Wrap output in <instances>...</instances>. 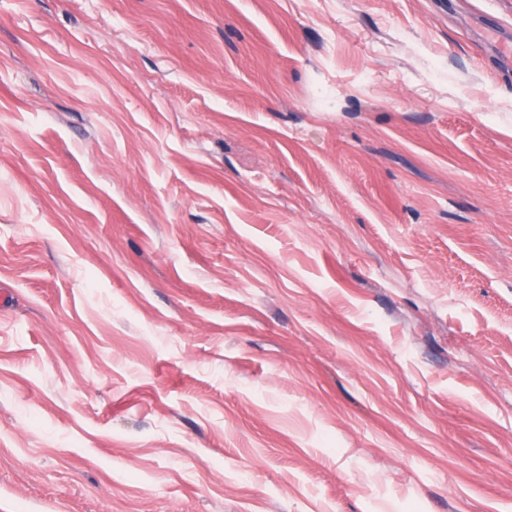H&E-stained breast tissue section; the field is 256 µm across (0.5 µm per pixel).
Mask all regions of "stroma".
Here are the masks:
<instances>
[{
    "label": "stroma",
    "instance_id": "35a3bbf8",
    "mask_svg": "<svg viewBox=\"0 0 512 512\" xmlns=\"http://www.w3.org/2000/svg\"><path fill=\"white\" fill-rule=\"evenodd\" d=\"M512 0H0V512H512Z\"/></svg>",
    "mask_w": 512,
    "mask_h": 512
}]
</instances>
